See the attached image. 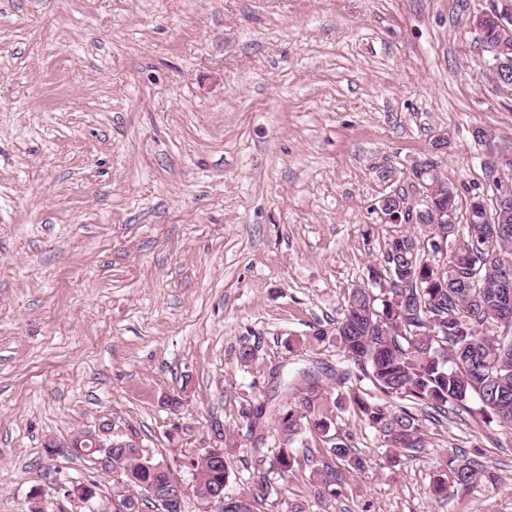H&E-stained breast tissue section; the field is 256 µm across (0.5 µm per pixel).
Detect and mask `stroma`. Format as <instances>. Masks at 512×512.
I'll use <instances>...</instances> for the list:
<instances>
[{"label":"stroma","mask_w":512,"mask_h":512,"mask_svg":"<svg viewBox=\"0 0 512 512\" xmlns=\"http://www.w3.org/2000/svg\"><path fill=\"white\" fill-rule=\"evenodd\" d=\"M477 4L0 0V512H88L64 494L81 482L121 512L94 457L43 448L103 424L172 467L184 512H214L192 467L212 423L235 497L279 450L241 406L307 394L371 464L303 431L270 474L273 512H512V429L417 406L424 448L385 447L346 401L370 383L333 336L387 240L415 229L376 209L393 192L419 207L413 162L465 202L496 177L471 127L512 151ZM470 458L488 478L435 497L445 463ZM323 463L337 496L316 493Z\"/></svg>","instance_id":"1"}]
</instances>
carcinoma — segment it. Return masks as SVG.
<instances>
[{"instance_id":"carcinoma-1","label":"carcinoma","mask_w":512,"mask_h":512,"mask_svg":"<svg viewBox=\"0 0 512 512\" xmlns=\"http://www.w3.org/2000/svg\"><path fill=\"white\" fill-rule=\"evenodd\" d=\"M501 33L488 22L480 28L483 48L496 45ZM492 207L476 195L469 199L464 224H419V235L392 237L382 259L369 266L367 279L392 277L396 288H354L343 316L336 321L334 336L344 358L358 366L374 391L368 399L349 397L392 448L422 446L419 419L406 407L392 410L390 399L409 401L438 414L473 412L512 429V310L499 302L498 266L512 262V196L495 185ZM436 209L457 215L456 188L430 198ZM263 405H244L240 417L249 426L261 424ZM276 429L282 439L269 473H288L295 457L288 448L303 427L308 426L330 443L328 453L354 471L365 469L366 459L329 435L330 423L315 414V399L308 395L275 410ZM229 452L214 448L191 463L194 492L199 499L218 503V493L230 477ZM160 462L145 457L136 442L112 449V477L116 489L144 491L161 509L175 506L183 512L184 492L166 480ZM318 495L336 496V470H315ZM487 467L464 460L451 469L450 480L439 478L433 489L441 496L448 487L470 491ZM272 485L268 473L250 481L246 494L224 497L220 512H256L267 501Z\"/></svg>"}]
</instances>
